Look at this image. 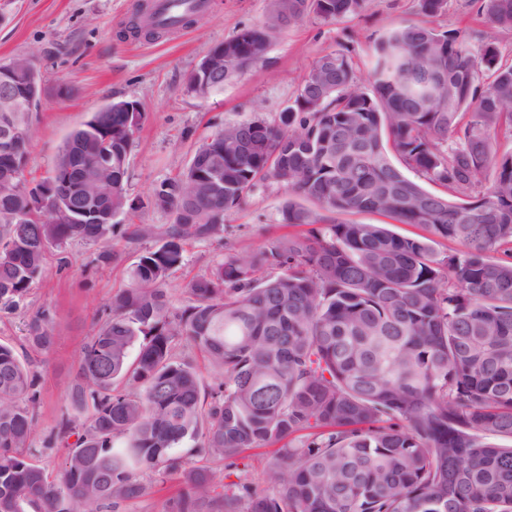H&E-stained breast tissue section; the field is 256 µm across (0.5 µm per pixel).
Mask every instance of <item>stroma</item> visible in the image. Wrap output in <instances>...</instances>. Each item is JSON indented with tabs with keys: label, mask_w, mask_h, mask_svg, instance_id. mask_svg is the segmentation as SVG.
Wrapping results in <instances>:
<instances>
[{
	"label": "stroma",
	"mask_w": 512,
	"mask_h": 512,
	"mask_svg": "<svg viewBox=\"0 0 512 512\" xmlns=\"http://www.w3.org/2000/svg\"><path fill=\"white\" fill-rule=\"evenodd\" d=\"M139 0H0V64L16 58L37 60L46 71L44 106L32 113L28 149L29 177L44 176L69 134L112 101L138 102L145 118L134 135L128 169L131 195L147 196L163 180L182 173L196 150L218 129L260 115L276 122L292 105L312 63L333 50H346L358 76H365L373 41L403 21L452 29L479 47L483 34L494 33L504 59L512 61V29L492 30L480 0H448L434 17L424 15L419 0H370L361 15L335 23L316 17L279 29L262 64L223 91L201 100L186 91L189 74L215 44L245 28L269 21L268 0H207L193 24L149 40L126 29ZM287 194L277 182L251 193L224 220V235L187 246L185 263L170 278L174 308L188 302L183 285L204 273L228 252L249 251L285 234L281 206ZM168 213L151 208L120 215L112 239L114 253L100 258V246L74 241L50 250L47 270L19 308L0 313V343L36 361L40 401L38 439H45L66 407L83 346L93 334L101 310L128 288V270L142 245L128 244L125 232L138 224L170 223ZM48 310L57 341L46 352L27 341L28 322ZM273 459L257 450L218 468L220 476L270 492L266 472Z\"/></svg>",
	"instance_id": "35a3bbf8"
}]
</instances>
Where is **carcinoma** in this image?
Here are the masks:
<instances>
[{"label": "carcinoma", "mask_w": 512, "mask_h": 512, "mask_svg": "<svg viewBox=\"0 0 512 512\" xmlns=\"http://www.w3.org/2000/svg\"><path fill=\"white\" fill-rule=\"evenodd\" d=\"M368 0H270V22L224 41V80L238 78L276 29L309 14L335 22ZM497 28L512 29V0H482ZM156 37L155 4L141 3ZM294 105L270 123L224 125L196 154L219 156L220 173L193 168L159 183L151 208L172 223L138 224L127 243L154 245L129 271L83 347L64 411L49 439L67 449L55 477L36 461V374L0 344V512H119L181 472L167 512H512V62L488 35L478 51L455 30L408 23L373 44L367 84L340 50L310 67ZM454 89L451 111L437 71ZM126 112H95L61 148L95 191L127 188L131 129ZM28 140L0 156V304L18 305L46 270L51 248L105 244L112 221L95 216L47 224L18 186ZM112 155V172L100 169ZM288 192L282 223L302 231L246 253H227L183 287L172 307L171 274L185 246L224 232V216L259 185ZM443 191H432L425 184ZM311 203L306 207L300 203ZM369 212L425 229L402 237L384 224L342 221ZM457 249L435 250V239ZM28 342H56L49 312L28 323ZM218 369L202 388L178 357L182 345ZM135 358H130L132 350ZM275 447L266 473L273 493L212 471L182 467L203 453L237 460Z\"/></svg>", "instance_id": "cac0c4a2"}]
</instances>
